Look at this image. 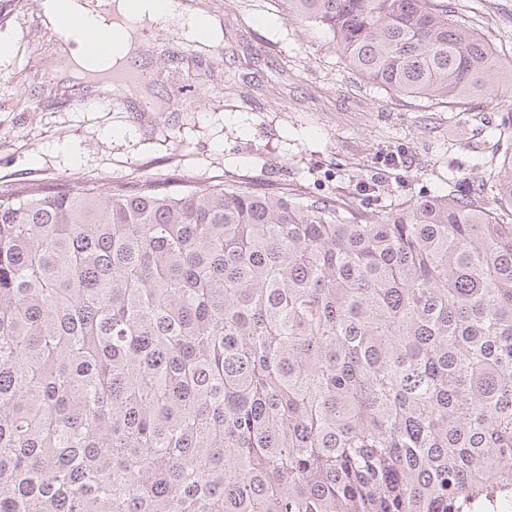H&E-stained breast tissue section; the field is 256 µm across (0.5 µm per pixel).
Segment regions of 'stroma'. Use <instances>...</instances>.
<instances>
[{
    "instance_id": "1",
    "label": "stroma",
    "mask_w": 512,
    "mask_h": 512,
    "mask_svg": "<svg viewBox=\"0 0 512 512\" xmlns=\"http://www.w3.org/2000/svg\"><path fill=\"white\" fill-rule=\"evenodd\" d=\"M208 13L222 39L189 51L158 39L139 96L97 101L95 82L62 72L61 35L38 0H0V190L92 176L164 187L241 181L330 199L358 219L410 197L467 191L506 149L512 127V0H454L502 63L497 94L450 103L381 89L349 68L328 35L287 19L284 0H179ZM155 106L145 111L141 96ZM403 153L376 195L358 184Z\"/></svg>"
}]
</instances>
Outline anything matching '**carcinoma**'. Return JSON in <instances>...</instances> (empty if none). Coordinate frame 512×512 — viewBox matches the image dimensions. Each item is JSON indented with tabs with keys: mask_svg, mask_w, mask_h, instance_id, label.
Returning <instances> with one entry per match:
<instances>
[{
	"mask_svg": "<svg viewBox=\"0 0 512 512\" xmlns=\"http://www.w3.org/2000/svg\"><path fill=\"white\" fill-rule=\"evenodd\" d=\"M373 85L495 93L447 0H287ZM512 156L357 222L239 181L0 193V512H509Z\"/></svg>",
	"mask_w": 512,
	"mask_h": 512,
	"instance_id": "carcinoma-1",
	"label": "carcinoma"
}]
</instances>
